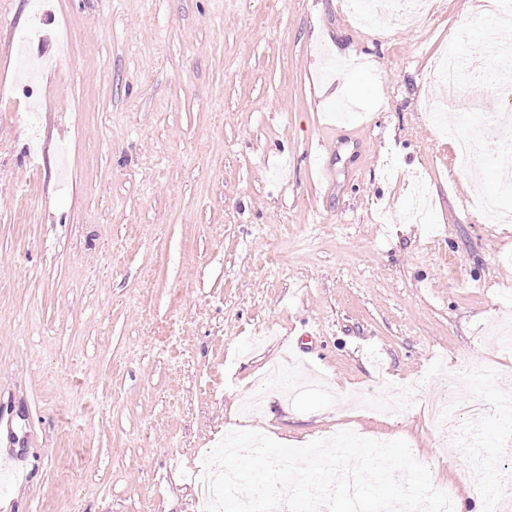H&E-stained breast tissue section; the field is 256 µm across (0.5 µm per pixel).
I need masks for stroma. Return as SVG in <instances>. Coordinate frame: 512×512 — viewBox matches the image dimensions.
<instances>
[{"instance_id":"35a3bbf8","label":"stroma","mask_w":512,"mask_h":512,"mask_svg":"<svg viewBox=\"0 0 512 512\" xmlns=\"http://www.w3.org/2000/svg\"><path fill=\"white\" fill-rule=\"evenodd\" d=\"M370 40L342 0H0V479L8 512H194L242 400L302 446L405 440L437 489L512 470L503 418L432 402L512 382V157L440 128L512 113L471 38L485 0ZM47 59L21 83L31 15ZM473 74L453 99L441 53ZM325 165L330 180L320 179ZM428 176L420 223L401 222ZM404 388L400 412L362 403Z\"/></svg>"}]
</instances>
